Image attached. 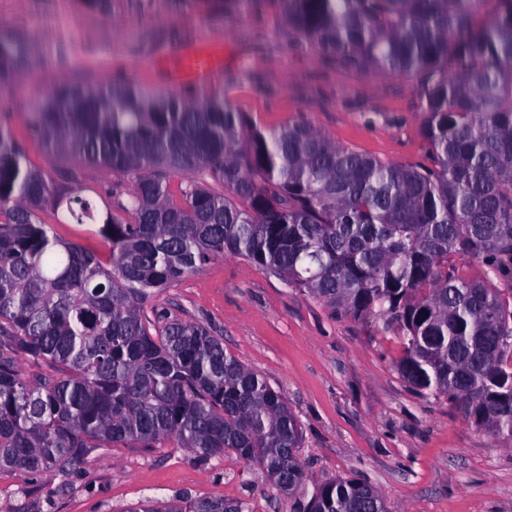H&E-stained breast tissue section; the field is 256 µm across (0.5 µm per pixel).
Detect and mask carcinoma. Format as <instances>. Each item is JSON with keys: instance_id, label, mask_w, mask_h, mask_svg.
I'll return each mask as SVG.
<instances>
[{"instance_id": "cac0c4a2", "label": "carcinoma", "mask_w": 512, "mask_h": 512, "mask_svg": "<svg viewBox=\"0 0 512 512\" xmlns=\"http://www.w3.org/2000/svg\"><path fill=\"white\" fill-rule=\"evenodd\" d=\"M234 12L271 6L354 71L414 78L424 161L340 146L306 123L264 130L224 92L122 81L59 83L26 120L56 156L130 179L107 191L28 166L0 124V467L69 476L104 448L233 454L304 512H387L373 485L307 489L303 431L285 395L157 294L240 256L333 314L396 336L395 369L512 445V0H177ZM35 43L0 29V81ZM207 173L170 191L167 176ZM101 238L107 259L57 236L39 211ZM475 260L482 279L459 272ZM124 512H253L246 498L148 497Z\"/></svg>"}]
</instances>
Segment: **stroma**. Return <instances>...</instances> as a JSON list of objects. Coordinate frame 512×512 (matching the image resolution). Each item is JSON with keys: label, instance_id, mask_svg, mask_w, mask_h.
<instances>
[{"label": "stroma", "instance_id": "stroma-1", "mask_svg": "<svg viewBox=\"0 0 512 512\" xmlns=\"http://www.w3.org/2000/svg\"><path fill=\"white\" fill-rule=\"evenodd\" d=\"M112 0L111 16L80 0H0V24L42 42L28 70L0 84V120L9 119L28 165L58 183L78 172L98 188L105 172L52 156L26 125L31 99L60 80L98 83L114 76L176 91L183 57L219 51L215 86L256 125L306 122L331 140L395 163L422 160L423 114L404 74L356 72L303 45L274 11L262 17L207 6ZM154 308L199 323L224 348L287 397L303 429L300 458L315 479L371 483L388 512H512V447L475 427L446 400L412 392L398 376L396 337L371 322L333 316L325 303L286 286L250 261L224 256L156 296ZM235 456L202 461L168 443L114 448L61 477L0 468V512H121L147 497L179 493L249 498L254 512H303Z\"/></svg>", "mask_w": 512, "mask_h": 512}]
</instances>
